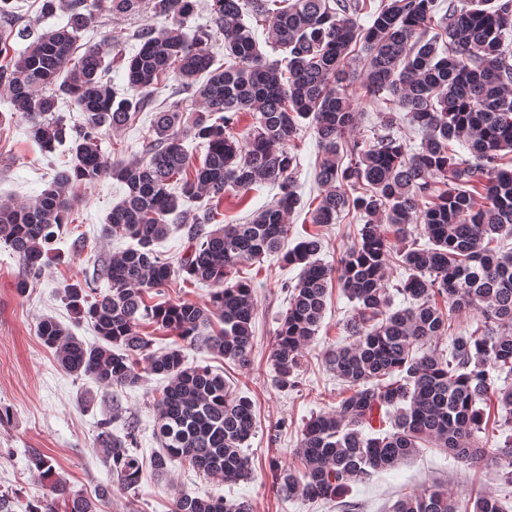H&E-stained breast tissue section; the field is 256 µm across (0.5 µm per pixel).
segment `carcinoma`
<instances>
[{"label":"carcinoma","mask_w":512,"mask_h":512,"mask_svg":"<svg viewBox=\"0 0 512 512\" xmlns=\"http://www.w3.org/2000/svg\"><path fill=\"white\" fill-rule=\"evenodd\" d=\"M198 0H43L44 13L63 9L66 23L38 31L17 22L0 24V84L7 87L10 118L27 124L29 139L44 153L66 144L68 168L48 188L24 203L0 200V247L20 270L14 281L26 293L49 260L56 230L73 210L69 191L106 177L127 188L105 217L101 233L134 241L102 265L94 283H69L63 300L76 321L87 320L100 342L85 345L62 323L43 319L37 328L67 373L91 378L99 387L134 388L144 375L167 380L155 401L156 436L162 451L152 468L162 474L178 461L205 475L236 484L252 469L242 446L254 431L252 400L226 386L224 376L190 366L184 344L237 364L251 361L252 322L257 304L248 280L229 282L233 270L279 251L288 215L301 204L292 178L293 153L302 121L310 120L323 158L316 172L325 188L311 214L313 224H332L353 210L365 218L357 244L332 268L320 262L322 238L308 233L284 255L301 266L290 287L288 309L274 337L276 385L286 390L303 350L314 340L335 281L356 303L346 322L349 345L329 350L327 362L344 390L336 409L303 426L296 466L278 461L270 471L288 499L342 503L354 483H367L428 442L469 466L495 458L498 477L512 484V435L487 448L476 441L485 409L495 401L500 423L512 428V251L498 243L512 237V0H448V14L435 20L437 0H381L372 23L359 24L367 0H211V26L190 35L182 20ZM148 10L161 25L138 31L137 52L125 63L127 94L119 97L106 74L114 45L90 44L74 56L79 33L103 14ZM251 10L269 22L272 40L286 57L270 61L253 29ZM26 43L15 50L13 43ZM224 43V64L215 66L211 45ZM362 47L361 71L352 70L351 48ZM364 96L388 93L386 123L403 109L424 132L410 152L392 138L348 141L358 102L347 91L353 79ZM200 101L185 115L177 105L155 112L143 161L113 160L102 150L108 130L124 128L132 113L148 107L169 80ZM70 98L82 112L78 127L56 115ZM253 114L255 125L240 141L235 117ZM206 148L200 165L184 146ZM467 146L471 158L456 157L451 143ZM348 164H342L343 155ZM278 189L273 205L246 224L208 228L209 219L179 209L182 197L208 198L213 205L232 192L244 196L256 184ZM188 225L189 245L177 263L155 250L169 231V216ZM397 238L410 224L424 225L428 243L397 252L408 278L400 291L406 308H393L385 277L389 240L378 217ZM217 288L212 306L223 327L207 330L210 310L188 301L150 303L147 294L174 275ZM106 290H99L100 283ZM472 311L482 331L451 327L450 314ZM147 325L171 334L153 349ZM448 340L447 350L439 341ZM100 423L98 443L119 488L136 489L143 473L132 428L120 438ZM30 462L53 497L27 512H97L112 497V483L94 497L70 493L50 460L36 452ZM172 512H250L245 502L179 494ZM391 512H509L501 500L482 494L454 497L437 486L402 496Z\"/></svg>","instance_id":"1"}]
</instances>
